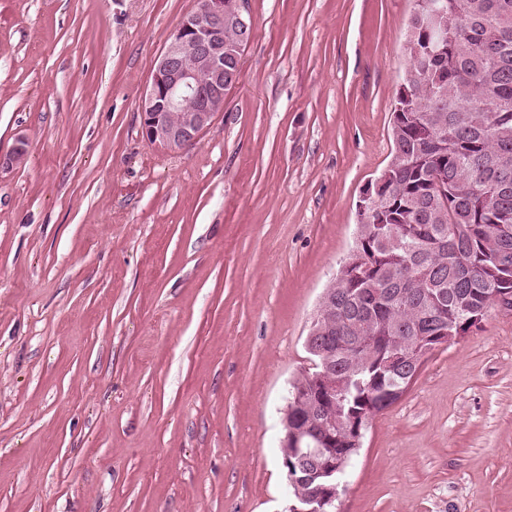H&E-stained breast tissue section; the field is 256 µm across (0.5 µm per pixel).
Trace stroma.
I'll return each mask as SVG.
<instances>
[{
    "instance_id": "obj_1",
    "label": "stroma",
    "mask_w": 512,
    "mask_h": 512,
    "mask_svg": "<svg viewBox=\"0 0 512 512\" xmlns=\"http://www.w3.org/2000/svg\"><path fill=\"white\" fill-rule=\"evenodd\" d=\"M414 0H248L195 144L141 138L197 0H0V512H286L292 384L391 160ZM339 512H512V313L429 353Z\"/></svg>"
}]
</instances>
